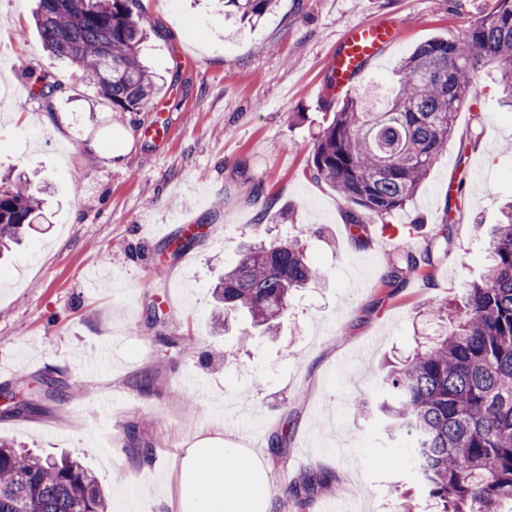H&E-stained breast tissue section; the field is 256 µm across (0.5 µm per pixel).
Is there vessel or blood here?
Listing matches in <instances>:
<instances>
[{
	"label": "vessel or blood",
	"mask_w": 512,
	"mask_h": 512,
	"mask_svg": "<svg viewBox=\"0 0 512 512\" xmlns=\"http://www.w3.org/2000/svg\"><path fill=\"white\" fill-rule=\"evenodd\" d=\"M393 40L391 27L381 21L361 22L349 27L342 37L340 49L330 63L338 85L350 89L367 63Z\"/></svg>",
	"instance_id": "b4317fda"
}]
</instances>
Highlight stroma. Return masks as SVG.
<instances>
[{
  "label": "stroma",
  "mask_w": 512,
  "mask_h": 512,
  "mask_svg": "<svg viewBox=\"0 0 512 512\" xmlns=\"http://www.w3.org/2000/svg\"><path fill=\"white\" fill-rule=\"evenodd\" d=\"M492 0H278L255 25L222 0H140V57L163 86L151 107L117 112L91 81L46 51L33 0H0V172L41 186L40 223L0 258V392L40 377L67 385L42 412L0 401V439L67 451L94 473L112 512H161L174 459L194 433L250 436L277 512H434L404 450L385 442L355 400L376 393L387 363L412 352L436 298L460 305L490 263L486 241L512 200V111L493 70L457 115L427 179L388 223L413 226L415 248H445L431 278L380 287L396 245L355 243L350 205L309 168L322 130L348 96L388 82L427 39L459 35ZM395 35L352 93L327 90L328 62L348 26ZM68 87L50 103L29 73ZM167 128L155 137L154 124ZM125 154L114 156L113 143ZM192 237L191 247L176 243ZM298 238L318 275L294 292L274 335L238 340L247 321L212 320L213 288L246 242ZM111 289L99 287L101 274ZM194 337V349L180 346ZM152 383L141 388L140 373ZM283 436L280 447L272 439ZM153 477L141 482L143 448ZM330 484L298 493L304 475Z\"/></svg>",
  "instance_id": "35a3bbf8"
}]
</instances>
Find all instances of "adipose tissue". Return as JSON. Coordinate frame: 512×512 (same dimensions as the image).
Listing matches in <instances>:
<instances>
[{
    "instance_id": "obj_1",
    "label": "adipose tissue",
    "mask_w": 512,
    "mask_h": 512,
    "mask_svg": "<svg viewBox=\"0 0 512 512\" xmlns=\"http://www.w3.org/2000/svg\"><path fill=\"white\" fill-rule=\"evenodd\" d=\"M172 473L164 512H274L275 496L258 454L223 432L196 434Z\"/></svg>"
}]
</instances>
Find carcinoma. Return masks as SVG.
<instances>
[{
	"label": "carcinoma",
	"mask_w": 512,
	"mask_h": 512,
	"mask_svg": "<svg viewBox=\"0 0 512 512\" xmlns=\"http://www.w3.org/2000/svg\"><path fill=\"white\" fill-rule=\"evenodd\" d=\"M276 0H224L241 19H259ZM43 47L67 59L94 84L101 99L122 111L148 108L159 92L142 63L146 27L139 0H38ZM494 68L512 108V0L492 9L460 36L435 38L404 58L382 104L370 93L348 99L322 131L310 177L336 189L348 203L381 218L405 208L452 135L458 112L473 97L486 68ZM66 86L31 74L29 94L50 102ZM39 189L25 177L0 184V251L40 218ZM490 242L492 262L472 282L455 317L432 301L429 314L444 328L381 381L389 399L375 407L359 400L368 418L379 411L388 437L404 436L417 476L435 512H512V204L505 206ZM350 234L369 242V227L349 213ZM439 252L405 242L382 286L399 289L408 273L430 271ZM317 276L294 241L246 244L216 288L214 323L234 313L251 330H272L292 291ZM21 398L17 414L38 413L63 397L54 380ZM0 512H112L96 476L68 455H33L0 441Z\"/></svg>",
	"instance_id": "carcinoma-1"
}]
</instances>
